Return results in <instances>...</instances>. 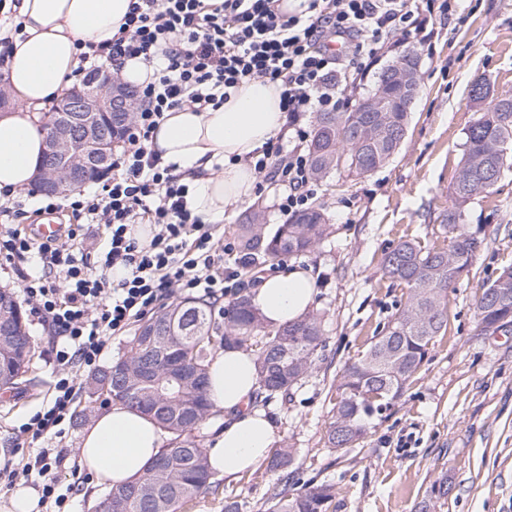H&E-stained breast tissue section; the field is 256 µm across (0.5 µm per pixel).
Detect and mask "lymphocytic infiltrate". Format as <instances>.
<instances>
[{"label": "lymphocytic infiltrate", "mask_w": 512, "mask_h": 512, "mask_svg": "<svg viewBox=\"0 0 512 512\" xmlns=\"http://www.w3.org/2000/svg\"><path fill=\"white\" fill-rule=\"evenodd\" d=\"M451 8L450 0H301L286 12L281 0H133L112 41L80 42V62L99 68L138 58L155 66V79L136 88L141 107L102 185L62 201L42 196L41 212L69 213L59 239L21 232V202L0 203V261L18 266L35 254L43 264L42 275H23V294L48 332L58 370L51 402L18 429L30 449L25 463L1 462V483L34 480L46 512H70L55 475L68 458L54 443L73 417L78 371L95 367L112 338L164 306L174 290L218 299L235 285L237 272L224 269L223 240L188 207L189 184L147 148L164 113L219 106L246 80L280 83L288 139L269 142L252 164L277 188L279 212L297 213L316 193L304 151L306 114L338 111L359 75L422 31L423 13ZM93 224L104 229L103 247L76 255ZM135 224L150 225L149 244L131 237ZM116 267L125 271L118 280Z\"/></svg>", "instance_id": "1"}]
</instances>
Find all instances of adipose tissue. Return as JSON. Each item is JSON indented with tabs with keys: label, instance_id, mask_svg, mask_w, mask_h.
I'll return each mask as SVG.
<instances>
[{
	"label": "adipose tissue",
	"instance_id": "1",
	"mask_svg": "<svg viewBox=\"0 0 512 512\" xmlns=\"http://www.w3.org/2000/svg\"><path fill=\"white\" fill-rule=\"evenodd\" d=\"M132 0H16L12 19L0 26L9 39L6 78L16 107L0 115V197L31 184L45 149L41 113L72 82L79 65L76 44L110 41ZM22 23L15 34L14 23ZM282 87L264 79L244 81L229 100L198 112L184 105L165 112L150 141L175 173L193 174L189 208L220 224L226 212L250 202L258 176L248 160L270 139L287 134ZM308 271L269 276L251 293V304L270 325L305 313L314 301ZM255 357L242 349L218 353L209 368L208 395L223 423L212 426L214 470L230 477L264 465L278 440L277 428L254 404ZM167 433L150 417L117 404L99 414L82 438L80 462L98 480L122 486L142 477L161 454Z\"/></svg>",
	"mask_w": 512,
	"mask_h": 512
}]
</instances>
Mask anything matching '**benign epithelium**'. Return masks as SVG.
Returning a JSON list of instances; mask_svg holds the SVG:
<instances>
[{"label": "benign epithelium", "mask_w": 512, "mask_h": 512, "mask_svg": "<svg viewBox=\"0 0 512 512\" xmlns=\"http://www.w3.org/2000/svg\"><path fill=\"white\" fill-rule=\"evenodd\" d=\"M421 58L410 52L391 65L389 81L411 109L420 87ZM137 109L136 96L111 71L92 74L82 85L66 90L57 100L46 141L48 163L39 166L35 187L63 195L83 184L84 172L102 168L121 141L107 148L95 144L97 133L85 122L84 112H109L112 126L119 131L130 125Z\"/></svg>", "instance_id": "1"}]
</instances>
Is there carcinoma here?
<instances>
[{"label": "carcinoma", "mask_w": 512, "mask_h": 512, "mask_svg": "<svg viewBox=\"0 0 512 512\" xmlns=\"http://www.w3.org/2000/svg\"><path fill=\"white\" fill-rule=\"evenodd\" d=\"M387 93L386 112H317L308 143L313 175L325 178L344 169L355 176L368 175L387 164L406 133L409 113L382 72L375 91ZM475 119L465 133L460 170L453 187L454 207L445 215L448 241L423 245L403 241L385 252L383 276L407 287L403 308L356 361L347 364L336 385V402L329 411L328 447L341 451L353 447L366 434L372 415L397 400L417 373L434 339L448 326L447 292L462 274L470 273L477 255L475 240L453 233L465 206L478 195L493 192L497 181L488 177L512 169V91L492 92L474 100ZM332 233L324 209L314 205L269 229L253 212L238 225V262L247 273H256L311 251ZM480 333L512 323V267L506 268L483 288L476 302ZM13 318L22 339L13 355L0 362V389L20 383L32 356V341L21 307L0 304ZM324 313L307 311L300 319L279 327L264 324L247 294L238 296L231 309L216 323L215 304L183 299L146 319L129 343L127 353L116 360L128 368V380L93 374L90 395L115 400L142 412L170 434L161 453L165 470L151 467L139 481L111 488L112 512H178L183 504L212 489V469L207 449L192 432L211 414L207 395L208 368L215 348H245L254 353L259 379L257 396L269 400L289 392L315 369L324 342ZM177 335L174 358L161 354L156 336ZM153 360L155 382L133 389L139 382V364ZM183 361L198 374L178 390L166 387L164 377L172 361ZM290 448H273L268 467L273 471L293 465ZM448 495V478L435 481L420 503V512H434L435 503ZM333 486L309 482L279 492L268 512H328Z\"/></svg>", "instance_id": "1"}]
</instances>
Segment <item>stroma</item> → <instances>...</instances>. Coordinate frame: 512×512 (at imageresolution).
I'll list each match as a JSON object with an SVG mask.
<instances>
[{"instance_id":"obj_1","label":"stroma","mask_w":512,"mask_h":512,"mask_svg":"<svg viewBox=\"0 0 512 512\" xmlns=\"http://www.w3.org/2000/svg\"><path fill=\"white\" fill-rule=\"evenodd\" d=\"M431 36L410 40L422 57L419 95L408 130L392 159L356 177L336 172L317 180L334 232L313 252L284 259L312 272L314 308L325 314L324 348L317 369L289 393L265 403L279 433L278 446L294 449L288 471L260 467L232 478L214 474L215 489L179 512H266L274 493L307 482L335 489L329 512H418L431 484L448 479L437 512H512V326L480 336L475 306L485 283L512 266V172L489 195L466 206L460 228L483 241L472 269L448 291V328L436 337L412 383L374 417L355 447L337 454L326 426L345 365L359 358L403 306L404 286L385 278L380 263L399 242H442V221L454 204L452 186L465 132L474 120L475 81L512 90V0H457L446 17L430 21ZM268 226L285 223L272 192L254 205L225 214L217 225L236 267V229L252 207ZM33 356L29 380L0 390V457L20 460L16 431L54 395L56 371L50 338L29 316ZM61 487H73L72 512H94L103 494L85 471L62 468Z\"/></svg>"}]
</instances>
